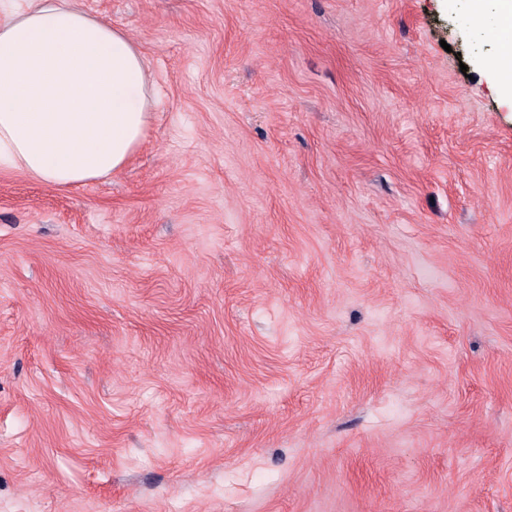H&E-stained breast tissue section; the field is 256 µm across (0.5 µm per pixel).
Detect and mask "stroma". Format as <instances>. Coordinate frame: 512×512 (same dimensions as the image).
<instances>
[{"instance_id": "35a3bbf8", "label": "stroma", "mask_w": 512, "mask_h": 512, "mask_svg": "<svg viewBox=\"0 0 512 512\" xmlns=\"http://www.w3.org/2000/svg\"><path fill=\"white\" fill-rule=\"evenodd\" d=\"M156 116L0 170V512H512L494 0H75Z\"/></svg>"}]
</instances>
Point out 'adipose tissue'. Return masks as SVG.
<instances>
[{"instance_id":"1","label":"adipose tissue","mask_w":512,"mask_h":512,"mask_svg":"<svg viewBox=\"0 0 512 512\" xmlns=\"http://www.w3.org/2000/svg\"><path fill=\"white\" fill-rule=\"evenodd\" d=\"M492 75L512 97V0H496ZM153 76L124 31L74 0H35L0 19V169L60 189L122 170L152 120Z\"/></svg>"}]
</instances>
